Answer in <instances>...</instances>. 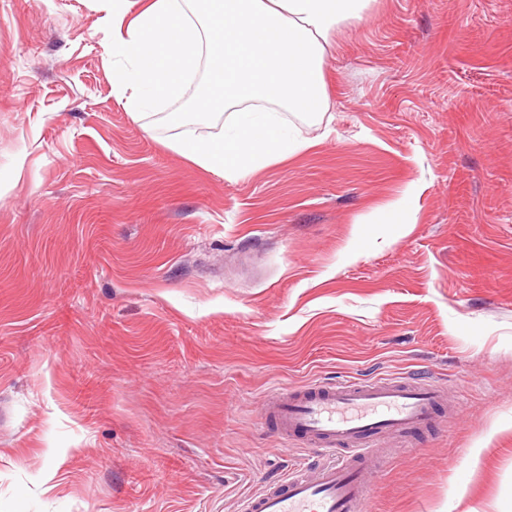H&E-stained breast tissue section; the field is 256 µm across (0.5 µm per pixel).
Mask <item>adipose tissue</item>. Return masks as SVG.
Here are the masks:
<instances>
[{
	"mask_svg": "<svg viewBox=\"0 0 512 512\" xmlns=\"http://www.w3.org/2000/svg\"><path fill=\"white\" fill-rule=\"evenodd\" d=\"M119 100L131 113L180 98L206 75L196 114L228 113L224 133L171 146L199 167L242 178L310 147L286 113L329 110L324 57L371 0H107Z\"/></svg>",
	"mask_w": 512,
	"mask_h": 512,
	"instance_id": "obj_1",
	"label": "adipose tissue"
}]
</instances>
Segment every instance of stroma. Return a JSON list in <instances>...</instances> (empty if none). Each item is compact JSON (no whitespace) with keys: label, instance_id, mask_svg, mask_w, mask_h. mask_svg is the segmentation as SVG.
Here are the masks:
<instances>
[{"label":"stroma","instance_id":"1","mask_svg":"<svg viewBox=\"0 0 512 512\" xmlns=\"http://www.w3.org/2000/svg\"><path fill=\"white\" fill-rule=\"evenodd\" d=\"M102 16L0 0V512H239L321 458L269 391L404 372L447 403L370 512H512V0H373L237 180L118 101Z\"/></svg>","mask_w":512,"mask_h":512}]
</instances>
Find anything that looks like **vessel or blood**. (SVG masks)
I'll list each match as a JSON object with an SVG mask.
<instances>
[{
  "instance_id": "b4317fda",
  "label": "vessel or blood",
  "mask_w": 512,
  "mask_h": 512,
  "mask_svg": "<svg viewBox=\"0 0 512 512\" xmlns=\"http://www.w3.org/2000/svg\"><path fill=\"white\" fill-rule=\"evenodd\" d=\"M438 386L412 377L314 382L300 392L266 395L264 418L281 437L302 436L331 462L296 472L246 499L242 512H365L378 441L434 424Z\"/></svg>"
}]
</instances>
